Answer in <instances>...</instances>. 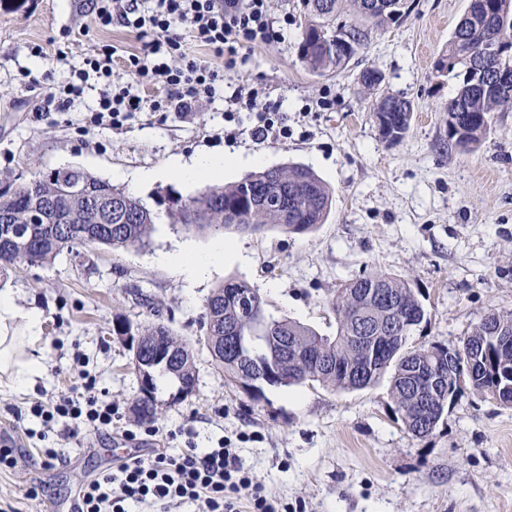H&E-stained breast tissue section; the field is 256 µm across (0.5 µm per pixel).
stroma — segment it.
<instances>
[{
	"instance_id": "obj_1",
	"label": "stroma",
	"mask_w": 512,
	"mask_h": 512,
	"mask_svg": "<svg viewBox=\"0 0 512 512\" xmlns=\"http://www.w3.org/2000/svg\"><path fill=\"white\" fill-rule=\"evenodd\" d=\"M411 11L378 34L338 74L317 76L297 54L299 0H271L274 18H287L284 39L238 47L227 81L258 89L280 105L292 131L288 139L259 142L249 134H224L232 103L201 100L187 112H138L120 126L95 127L90 107L99 86L89 80L71 111L48 110L39 88L23 84L35 60L29 45H49L62 29L82 36L61 81L81 69L99 43L119 54L139 48L130 29L95 26L90 0H0V175L48 173L74 164L105 178L114 173L162 171L135 195L156 215L148 246L62 253L50 264L0 275L20 306L43 313L47 371L27 388L0 386V442L15 469L0 472V512H52L77 487L112 467V448L176 454L213 448L223 437L247 434L239 460L267 492L304 500L308 512H512V406L463 386L429 435L417 438L394 412L390 380L363 390L334 391L317 382L285 391L265 387L261 398L225 378L203 343L204 301L217 286L241 278L259 288L274 316L336 333L331 301L347 283L373 272L408 281L424 319L411 347L462 341L491 311L512 312V112L495 113L484 144L462 153L448 143L444 108L456 82L438 75L435 62L469 0H410ZM379 68L381 92L413 105L405 138L387 144L363 95L360 73ZM214 152L240 155L223 182L268 167H311L331 188L325 224L305 234L275 228L225 232L241 260L187 287L158 254L187 245L209 248L213 235L188 232L172 222L165 201L187 198L207 186H185L164 169L171 156L194 159ZM158 303L165 322L194 348L197 391L170 403L172 384L157 381L161 413L135 423L131 405L139 391L127 342L113 336L121 316L143 322L139 295ZM93 392L111 402L112 426L97 432L71 417L44 422L36 405ZM50 448L61 463L44 464Z\"/></svg>"
}]
</instances>
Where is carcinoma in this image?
Returning <instances> with one entry per match:
<instances>
[{
  "mask_svg": "<svg viewBox=\"0 0 512 512\" xmlns=\"http://www.w3.org/2000/svg\"><path fill=\"white\" fill-rule=\"evenodd\" d=\"M303 19L297 45L302 63L314 74L344 71L365 50L371 38L385 27L403 19L410 10L408 0H301ZM512 43V0H469L454 28L446 49L435 63L440 75L457 80V92L448 101V125L464 130L463 137L448 134V141L462 151L479 148L489 132L494 112H512V92L500 82V68L512 71V56L500 61L481 54L491 42ZM383 82L376 68L365 69L360 83L365 94H374ZM371 112L382 138L399 143L409 131L412 103L398 95L382 94ZM75 184L84 186L78 196L70 192ZM36 198L51 202L56 212L67 216L66 223L47 224L35 232L34 241L21 253L5 229L25 222ZM112 199V223H98L97 214L86 199ZM333 194L310 168L300 164L275 166L252 172L241 180L207 188L195 197L171 199L170 214L190 231L256 232L264 227L288 234L314 231L324 223ZM156 216L141 200L78 165L60 166L44 176L0 179V269L21 264H46L64 251L79 246L72 231L86 233L85 246L112 249H139L148 245ZM395 297L397 307L386 304ZM262 304L258 289L247 281L232 278L216 288L205 302V337L215 364L234 383H241L255 395L263 387L293 388L315 381L336 391L364 389L378 382L380 374L371 361L391 358V396L395 412L415 437L430 433L443 417L456 392L448 393L441 404L426 398L422 379L414 374L426 347L409 349L393 345L389 324L397 316L422 312V304L409 282L383 272L365 275L348 283L331 303L336 314V335L322 336L313 327L288 317H269L265 342L251 350H241L234 336L243 327L241 307ZM142 337L141 347L151 353L172 352L169 368L157 372L168 377L176 388L197 379L192 347L175 336L159 320L134 324L116 317L112 334L124 336L121 325ZM480 350V362L468 372L471 388L485 395L503 377L500 360L512 362V348L498 351L481 322L467 336L455 360L468 363ZM161 410L157 397L141 401L135 421L151 423Z\"/></svg>",
  "mask_w": 512,
  "mask_h": 512,
  "instance_id": "obj_1",
  "label": "carcinoma"
}]
</instances>
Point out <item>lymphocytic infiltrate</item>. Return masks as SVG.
Returning a JSON list of instances; mask_svg holds the SVG:
<instances>
[{
	"mask_svg": "<svg viewBox=\"0 0 512 512\" xmlns=\"http://www.w3.org/2000/svg\"><path fill=\"white\" fill-rule=\"evenodd\" d=\"M97 26L119 24L135 31L140 48L125 59L128 81L114 79L115 49L104 45L85 57L78 82L47 85L44 95L58 111H69L89 77L103 79L94 109V125L122 124L133 113L185 111L202 99L224 91V73L232 69L238 46L280 40L282 30L271 19L270 0H93ZM193 37L207 56L186 53L183 42ZM162 88L163 96L143 94L145 87ZM236 111L225 122L235 132H248L257 141L287 138L286 120L273 106L259 103L255 90L234 87ZM54 410L82 420L99 431L112 423V405L92 395L62 396ZM76 496L80 512H128L129 505H148L156 512H177L185 502L198 512H305L306 504L268 496L262 484L240 464L231 440L214 448H188L178 455L154 451L129 456L110 472L84 482Z\"/></svg>",
	"mask_w": 512,
	"mask_h": 512,
	"instance_id": "f902f5d3",
	"label": "lymphocytic infiltrate"
}]
</instances>
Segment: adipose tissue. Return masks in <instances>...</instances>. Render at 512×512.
Instances as JSON below:
<instances>
[{
	"mask_svg": "<svg viewBox=\"0 0 512 512\" xmlns=\"http://www.w3.org/2000/svg\"><path fill=\"white\" fill-rule=\"evenodd\" d=\"M235 156H209L203 159L185 160L172 157L167 169L175 173L185 183L192 184L203 178H216L226 167L236 164ZM233 248L224 240H215L203 254L186 257L179 253L159 255L161 264L176 268L188 284L202 281L210 270L222 265ZM43 313L35 307H20L11 290L0 289V375L4 376L8 387H27L45 371L42 340Z\"/></svg>",
	"mask_w": 512,
	"mask_h": 512,
	"instance_id": "ef3b65f1",
	"label": "adipose tissue"
}]
</instances>
